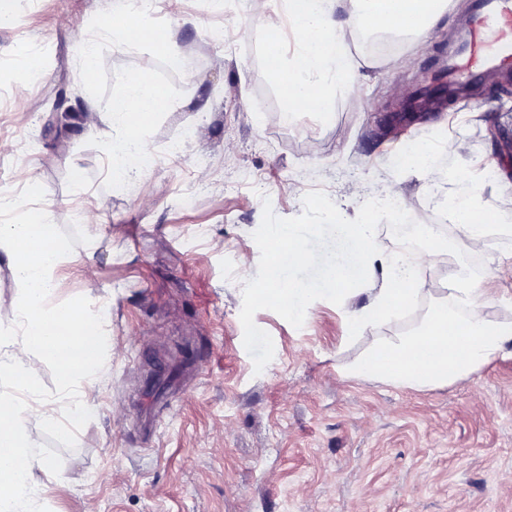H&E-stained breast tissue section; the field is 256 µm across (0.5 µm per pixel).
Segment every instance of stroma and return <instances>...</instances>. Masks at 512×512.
Wrapping results in <instances>:
<instances>
[{"label": "stroma", "instance_id": "1", "mask_svg": "<svg viewBox=\"0 0 512 512\" xmlns=\"http://www.w3.org/2000/svg\"><path fill=\"white\" fill-rule=\"evenodd\" d=\"M470 7L450 0L436 28L396 38L391 52L410 60L396 72L388 54L347 31L357 75L322 124L282 114L256 60L262 21L251 13L234 15L225 45L206 38L225 21L218 0H158L137 16L129 44L100 27L114 0H14L0 26V140L16 145L0 155V193L13 201L0 224L33 214L58 224L74 258L59 299L89 291L79 268L90 257L98 275L89 292L111 309L97 406L67 436L28 426L49 471L25 512H86L91 503L97 512H512L511 354L419 390L348 372L424 330L448 296L449 273L464 266L457 256L441 253L418 274L427 293L359 334L347 322L381 275L342 305L314 301L299 328L258 311L254 321L274 343L259 373L240 321L264 203L294 217L313 190L348 219L366 200L391 198L416 222L441 225L469 196L489 222L480 312L512 321V158L499 149L512 139V75L420 112L400 137L383 133L398 119L389 85L408 89L446 66ZM167 37L191 61L188 73L170 70L156 50ZM89 39L100 50L88 75L80 49ZM23 47L43 70L24 88ZM134 75L163 85L171 105L143 128L155 164L116 183L105 137L81 116ZM61 91L66 116L55 108ZM191 133L194 151L176 153ZM419 141L434 151L437 178L395 163Z\"/></svg>", "mask_w": 512, "mask_h": 512}]
</instances>
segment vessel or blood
I'll return each mask as SVG.
<instances>
[{
	"mask_svg": "<svg viewBox=\"0 0 512 512\" xmlns=\"http://www.w3.org/2000/svg\"><path fill=\"white\" fill-rule=\"evenodd\" d=\"M466 38L443 70L449 97L493 71L512 73V0H473Z\"/></svg>",
	"mask_w": 512,
	"mask_h": 512,
	"instance_id": "b4317fda",
	"label": "vessel or blood"
}]
</instances>
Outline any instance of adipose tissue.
<instances>
[{
	"label": "adipose tissue",
	"mask_w": 512,
	"mask_h": 512,
	"mask_svg": "<svg viewBox=\"0 0 512 512\" xmlns=\"http://www.w3.org/2000/svg\"><path fill=\"white\" fill-rule=\"evenodd\" d=\"M168 105L166 92L140 76L129 78L124 91L105 107L90 104L84 121L108 130L113 180L122 182L144 171L147 151L140 125ZM451 221L461 230L457 249L470 253L483 248L487 226L474 214L469 198L459 199ZM344 232L356 239L369 263L385 269L382 288L350 318L349 326L357 332L414 303L425 283L415 273H402L397 259L383 256L365 225H351ZM70 261L58 226L46 217L0 225V264L10 270L19 288L12 311L18 329L0 330V512H19L41 489L36 472L44 464L29 438L27 423L35 421L65 434L96 404L95 388L79 386L76 380L94 374L104 339L91 294L57 297L58 274ZM457 295L468 300L469 313H455L444 304L432 308L425 334L372 351L357 364V371L424 389L465 378L505 353L512 346V322L483 318L477 288L458 289ZM36 356L58 369L64 390L74 398L76 415L68 422H60L34 396L30 363Z\"/></svg>",
	"instance_id": "adipose-tissue-1"
}]
</instances>
